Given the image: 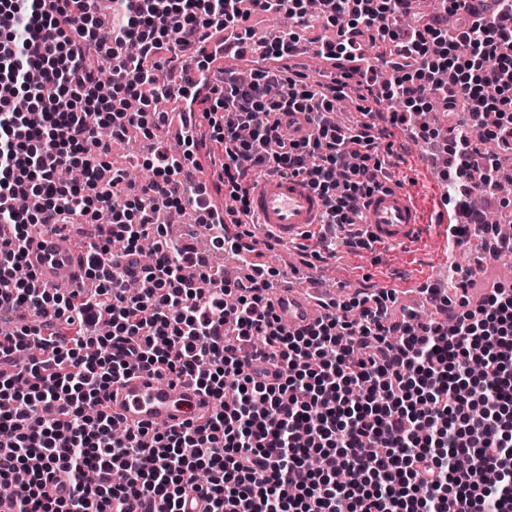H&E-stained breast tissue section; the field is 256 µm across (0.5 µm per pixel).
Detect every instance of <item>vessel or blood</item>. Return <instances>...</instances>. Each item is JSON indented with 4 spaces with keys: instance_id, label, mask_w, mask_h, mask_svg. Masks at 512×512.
<instances>
[{
    "instance_id": "b4317fda",
    "label": "vessel or blood",
    "mask_w": 512,
    "mask_h": 512,
    "mask_svg": "<svg viewBox=\"0 0 512 512\" xmlns=\"http://www.w3.org/2000/svg\"><path fill=\"white\" fill-rule=\"evenodd\" d=\"M249 210L262 236L289 244L308 242L321 225L326 211L324 199L300 176L271 175L250 190ZM362 226L376 245L414 244L426 229H433L440 262L448 260V229L462 230L465 240H472L475 224L483 215L467 216L461 209L438 208L432 221H425L409 192L385 187L375 191L362 209ZM224 235L240 250L246 268L261 267L262 246L242 237L237 225L225 223ZM31 262L37 279L52 288L60 284L72 289L84 287L85 250L64 243L52 233L36 238ZM267 297L279 324L294 329L317 322L323 309L304 292L278 289ZM107 411L124 425L137 427L179 426L191 420L204 422L210 410L209 401L193 386L168 384L152 373L139 371L113 385L105 401Z\"/></svg>"
}]
</instances>
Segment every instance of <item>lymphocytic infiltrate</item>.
I'll use <instances>...</instances> for the list:
<instances>
[{
	"instance_id": "lymphocytic-infiltrate-1",
	"label": "lymphocytic infiltrate",
	"mask_w": 512,
	"mask_h": 512,
	"mask_svg": "<svg viewBox=\"0 0 512 512\" xmlns=\"http://www.w3.org/2000/svg\"><path fill=\"white\" fill-rule=\"evenodd\" d=\"M318 16L335 26L321 56L331 83L284 65L296 33L268 45L274 68L224 70L200 102L222 154L209 175L224 186L239 225L247 193L269 174L304 176L327 201L326 223L347 225V247L370 241L351 225L385 176L373 159L381 132L370 107L340 124L350 94L383 88L398 101L388 122L416 127L440 106L467 108L471 128L448 132L450 173L497 187L495 154L512 149V0H488L449 34L408 0H0V317L39 325L0 335V483L14 512H512V289L498 283L478 304L440 299L421 320L392 316L387 289L361 291L318 322L276 323L267 282L224 278L175 240L155 214L182 211L173 188L182 155L158 144L146 183L112 197L123 171L104 177L116 143L151 136L158 100L194 95L191 81L161 83L168 62L207 81L193 47L234 32L246 52L253 13ZM306 113L296 140L283 115ZM79 183L59 180L60 168ZM125 184V183H124ZM88 226L91 290L37 285L28 261L33 226ZM147 371L192 384L213 402L204 424L115 431L102 408L112 386ZM317 471H304L308 457Z\"/></svg>"
}]
</instances>
